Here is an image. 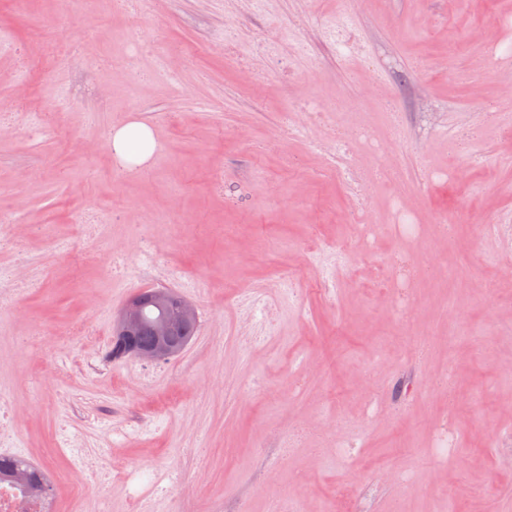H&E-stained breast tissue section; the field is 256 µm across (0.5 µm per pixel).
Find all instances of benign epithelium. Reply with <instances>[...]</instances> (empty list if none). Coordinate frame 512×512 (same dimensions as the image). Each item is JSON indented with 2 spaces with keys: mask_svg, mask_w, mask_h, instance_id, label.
Segmentation results:
<instances>
[{
  "mask_svg": "<svg viewBox=\"0 0 512 512\" xmlns=\"http://www.w3.org/2000/svg\"><path fill=\"white\" fill-rule=\"evenodd\" d=\"M196 315L195 307L190 303L177 304L170 314L152 324L149 334L153 336L150 346H142L137 337L142 335L144 321L140 309L138 296L130 298L120 311L114 342L125 353L136 356L145 362H155L182 353L190 339H181L173 335L174 326L189 317Z\"/></svg>",
  "mask_w": 512,
  "mask_h": 512,
  "instance_id": "1",
  "label": "benign epithelium"
}]
</instances>
